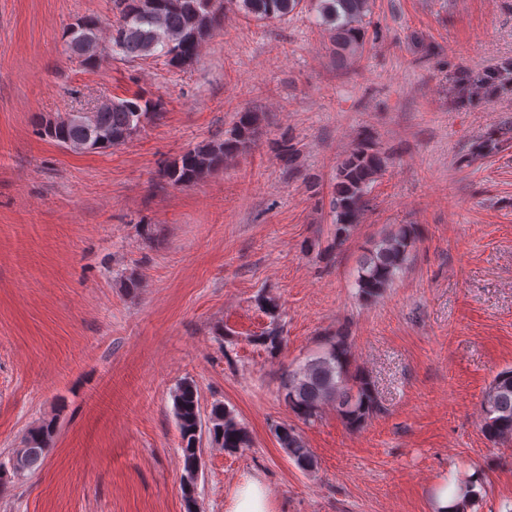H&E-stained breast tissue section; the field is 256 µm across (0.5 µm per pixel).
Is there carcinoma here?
<instances>
[{"label":"carcinoma","instance_id":"cac0c4a2","mask_svg":"<svg viewBox=\"0 0 512 512\" xmlns=\"http://www.w3.org/2000/svg\"><path fill=\"white\" fill-rule=\"evenodd\" d=\"M321 2L322 22L329 27L336 60L341 65H349L362 53L363 21L371 10V2ZM300 3L301 0H113L119 21L112 30V46L106 49L99 42L96 22L80 20L75 27L88 28L94 37L81 53L89 65L114 53L129 60L163 55L168 57L170 65L178 67L196 57L201 44L219 24L225 6L234 7L257 21H267L287 14ZM159 109L158 101L135 94L114 100L110 105L105 103L94 112H79L48 121L43 133L75 150L119 146L130 140L143 120ZM259 127V113L250 110L238 113L234 126L223 139L187 151L166 165L163 177L172 186L197 182L222 165L225 158L247 150ZM383 166V157L362 143L341 162L330 199L336 244L346 241L360 222L365 197ZM413 242L412 226L397 225L360 257L354 288L363 301L376 300L394 284L404 269ZM258 307L269 318V325L254 336L253 341L276 357L283 349L279 305L274 298L262 295L258 298ZM282 389L285 404L304 423L314 421L322 409L330 405L345 425L356 431L383 411L370 375L353 367L352 344L344 329L326 337L320 351L287 370ZM173 407L183 453L182 490L186 512H196L193 475L201 466L202 429H207L211 440L227 452L252 447V438L233 412L222 404L213 405L209 416L202 418L197 388L192 382L185 381L176 387ZM482 412L481 431L488 441L494 444L512 441V369L496 375L483 398ZM52 436L50 423L26 434L22 447L14 453L22 472H33L40 467ZM275 436L298 468L312 471L317 467L316 457L298 427L282 424L276 428ZM477 484L478 480L472 475L458 476L456 499L444 512H467L479 498Z\"/></svg>","mask_w":512,"mask_h":512}]
</instances>
